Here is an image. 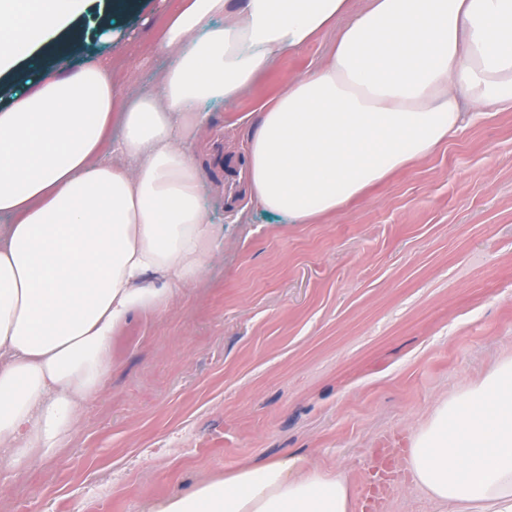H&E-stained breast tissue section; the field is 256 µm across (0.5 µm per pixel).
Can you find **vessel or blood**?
I'll use <instances>...</instances> for the list:
<instances>
[{
	"instance_id": "1",
	"label": "vessel or blood",
	"mask_w": 512,
	"mask_h": 512,
	"mask_svg": "<svg viewBox=\"0 0 512 512\" xmlns=\"http://www.w3.org/2000/svg\"><path fill=\"white\" fill-rule=\"evenodd\" d=\"M372 465L360 487V512H385L388 502L405 479L407 451L375 448Z\"/></svg>"
}]
</instances>
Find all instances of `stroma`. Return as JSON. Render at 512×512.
Instances as JSON below:
<instances>
[{
  "label": "stroma",
  "mask_w": 512,
  "mask_h": 512,
  "mask_svg": "<svg viewBox=\"0 0 512 512\" xmlns=\"http://www.w3.org/2000/svg\"><path fill=\"white\" fill-rule=\"evenodd\" d=\"M136 2L114 41L39 49L42 71L95 53L153 89L171 60L134 49L166 3ZM335 39L279 56L256 95L208 105L195 157L222 258L168 310L133 316L65 453L0 472V512H151L200 478L288 452L357 484L371 449L412 447L439 405L512 356V112L488 113L327 224L288 223L241 194V136L262 98Z\"/></svg>",
  "instance_id": "35a3bbf8"
}]
</instances>
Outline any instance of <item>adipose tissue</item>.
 <instances>
[{"label":"adipose tissue","instance_id":"adipose-tissue-1","mask_svg":"<svg viewBox=\"0 0 512 512\" xmlns=\"http://www.w3.org/2000/svg\"><path fill=\"white\" fill-rule=\"evenodd\" d=\"M91 0H0V72L52 45ZM245 136L265 212L323 224L488 111L512 112V0H178L152 91L90 58L0 107V471L57 458L105 387L130 315L167 310L220 247L193 148L206 105L255 91L328 31ZM452 512H512V358L442 403L406 460ZM339 470L299 454L205 477L155 512H353Z\"/></svg>","mask_w":512,"mask_h":512}]
</instances>
